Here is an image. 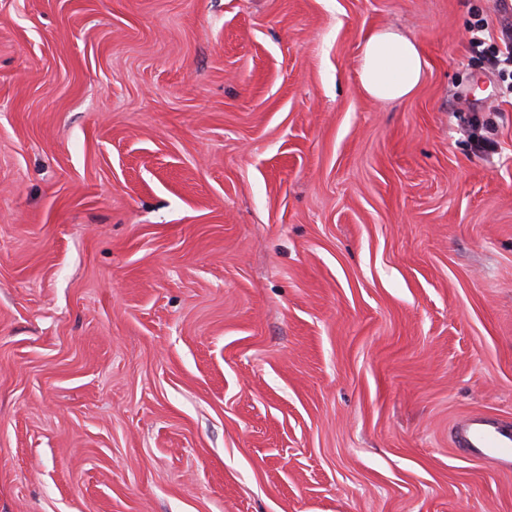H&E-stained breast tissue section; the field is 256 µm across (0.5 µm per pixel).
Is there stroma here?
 <instances>
[{
	"label": "stroma",
	"instance_id": "35a3bbf8",
	"mask_svg": "<svg viewBox=\"0 0 512 512\" xmlns=\"http://www.w3.org/2000/svg\"><path fill=\"white\" fill-rule=\"evenodd\" d=\"M425 79L379 103L361 44ZM498 0H0V512H512ZM479 125L495 143L474 150ZM427 68L414 40L397 28H384L364 40L358 60L363 92L378 101H400L422 83ZM457 445L498 467L512 465V427L480 415L464 419L455 433Z\"/></svg>",
	"mask_w": 512,
	"mask_h": 512
}]
</instances>
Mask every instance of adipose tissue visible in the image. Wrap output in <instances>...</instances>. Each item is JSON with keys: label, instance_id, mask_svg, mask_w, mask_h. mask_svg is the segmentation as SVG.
I'll use <instances>...</instances> for the list:
<instances>
[{"label": "adipose tissue", "instance_id": "1", "mask_svg": "<svg viewBox=\"0 0 512 512\" xmlns=\"http://www.w3.org/2000/svg\"><path fill=\"white\" fill-rule=\"evenodd\" d=\"M427 68L414 40L388 27L364 40L358 60V81L363 92L378 101H400L422 83Z\"/></svg>", "mask_w": 512, "mask_h": 512}]
</instances>
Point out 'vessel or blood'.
Instances as JSON below:
<instances>
[{"instance_id":"vessel-or-blood-1","label":"vessel or blood","mask_w":512,"mask_h":512,"mask_svg":"<svg viewBox=\"0 0 512 512\" xmlns=\"http://www.w3.org/2000/svg\"><path fill=\"white\" fill-rule=\"evenodd\" d=\"M459 447L499 467L512 465V427L480 415L464 419L456 433Z\"/></svg>"}]
</instances>
